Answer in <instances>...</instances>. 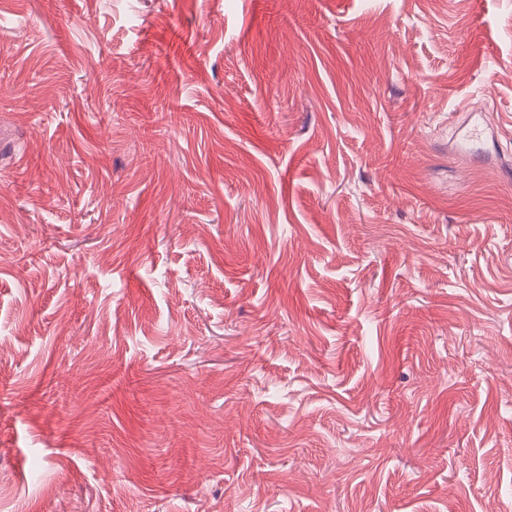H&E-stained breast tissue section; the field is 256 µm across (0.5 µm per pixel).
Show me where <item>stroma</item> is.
Here are the masks:
<instances>
[{"mask_svg":"<svg viewBox=\"0 0 512 512\" xmlns=\"http://www.w3.org/2000/svg\"><path fill=\"white\" fill-rule=\"evenodd\" d=\"M0 128V512H512V0H0Z\"/></svg>","mask_w":512,"mask_h":512,"instance_id":"1","label":"stroma"}]
</instances>
